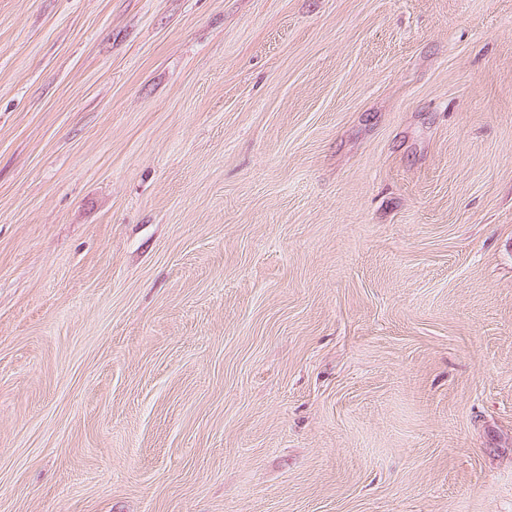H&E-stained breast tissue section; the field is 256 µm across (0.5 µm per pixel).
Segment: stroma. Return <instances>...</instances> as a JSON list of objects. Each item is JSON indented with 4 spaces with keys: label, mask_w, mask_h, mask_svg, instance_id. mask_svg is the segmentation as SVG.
<instances>
[{
    "label": "stroma",
    "mask_w": 512,
    "mask_h": 512,
    "mask_svg": "<svg viewBox=\"0 0 512 512\" xmlns=\"http://www.w3.org/2000/svg\"><path fill=\"white\" fill-rule=\"evenodd\" d=\"M0 512H512V0H0Z\"/></svg>",
    "instance_id": "stroma-1"
}]
</instances>
